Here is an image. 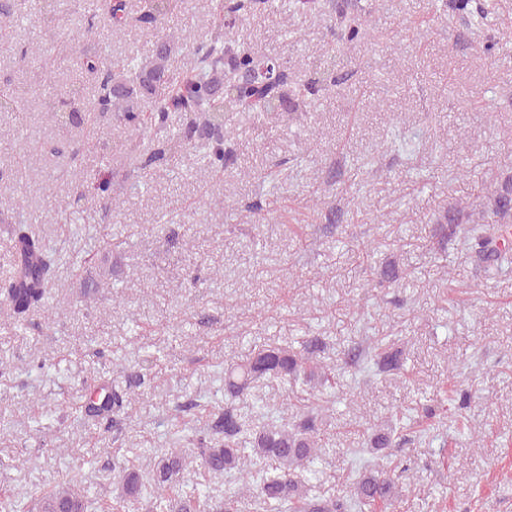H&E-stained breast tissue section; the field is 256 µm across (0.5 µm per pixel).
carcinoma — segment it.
<instances>
[{"label":"carcinoma","mask_w":512,"mask_h":512,"mask_svg":"<svg viewBox=\"0 0 512 512\" xmlns=\"http://www.w3.org/2000/svg\"><path fill=\"white\" fill-rule=\"evenodd\" d=\"M60 0H39L37 23L48 30L61 26ZM132 10L128 0H92V13L84 16L81 41L71 49L82 82L63 96L42 100V111L54 123V136L70 148L76 158L89 145L77 141L72 129L95 114L109 126L128 130L130 148L124 168L130 176L144 178L164 167L179 151L196 153L203 166L222 176L236 159L233 132L224 129V117L233 113H255L283 118L290 112H310L329 86H338L347 75L323 71L314 77L296 80L288 62L272 55H257L224 38V30L270 10L283 13H318L334 23L344 44H357L370 34L369 20L350 8L345 0H216V20L209 38L189 44L194 57L193 74L185 77L168 66L172 47L158 41L147 54L131 50L114 57L101 51L100 32L95 19L106 20L108 30L118 32L129 25L155 30L165 19L186 11V0H136ZM461 11L462 18L484 24L487 13L473 0H430V10L448 12V4ZM0 53L18 61L34 55L57 69L62 58L37 53L30 41H12L0 46ZM14 79L0 73V101L15 102ZM104 124V125H106ZM104 125L94 127L93 139L103 141ZM283 163L267 173L268 196L248 205L254 211H271L272 198ZM108 211L121 210L112 199V153L101 156V169L90 182ZM493 220L485 224H463V216L446 215V223L435 230L437 253L448 257V246L460 248L485 279L512 272V181L494 197ZM12 243V271L0 281V296L9 306L12 323L27 325L36 312L53 314L60 309L51 289L59 271L87 262L71 257L51 242L40 223L25 216V205L16 208L14 219L0 226ZM374 249L363 246L354 253L355 262L367 274L372 288L395 287L401 274L395 262L372 265ZM328 347L326 337L303 338L299 347L267 345L240 363L224 366V408L202 430L186 426L187 434L172 442L170 451L155 464L152 476L143 479L134 462L112 466L115 496L111 505L88 495L82 482L72 479L44 493L41 512H112L118 504H136L147 497L150 512H238L239 496L255 498L261 512H374L390 506L397 494L392 467V449L412 443L413 435L393 425H383L367 435L366 447L352 449L361 462V471L349 480L341 499L310 493L309 482L321 473L319 464L331 452L330 441L315 410L327 406L326 398L310 394L294 396L287 407L296 409L290 422L275 420L250 423L239 411L255 385L279 379L292 385H340L341 370L372 365L380 373L404 371L403 351L387 336L363 338L351 345L341 361L321 358ZM146 384L144 374L130 368L125 385L108 379L83 381L81 411L92 425L105 432H120L132 405L134 389ZM193 445L196 455L181 450V441ZM200 458L202 480L180 485L183 471ZM236 471L239 492L224 497L213 494L211 480ZM0 512H26L20 493L4 490Z\"/></svg>","instance_id":"1"}]
</instances>
